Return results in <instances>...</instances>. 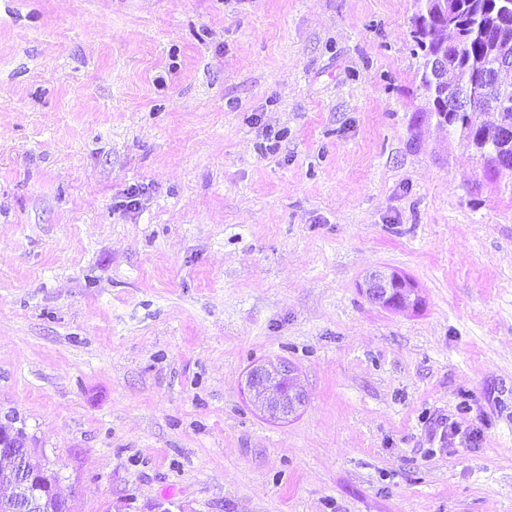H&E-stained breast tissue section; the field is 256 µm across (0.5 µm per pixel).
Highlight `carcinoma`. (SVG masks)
<instances>
[{
	"label": "carcinoma",
	"instance_id": "cac0c4a2",
	"mask_svg": "<svg viewBox=\"0 0 512 512\" xmlns=\"http://www.w3.org/2000/svg\"><path fill=\"white\" fill-rule=\"evenodd\" d=\"M464 26L451 30L452 41L464 46L462 53L448 46V109L434 116L439 125H448L478 152L486 154L499 144V131L512 128V107L500 109L496 89L486 75L495 70L496 62L512 56V36L498 34L494 22L504 16L512 18V0H448ZM493 112L497 123L490 129H474L473 115Z\"/></svg>",
	"mask_w": 512,
	"mask_h": 512
}]
</instances>
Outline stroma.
I'll return each mask as SVG.
<instances>
[{"mask_svg": "<svg viewBox=\"0 0 512 512\" xmlns=\"http://www.w3.org/2000/svg\"><path fill=\"white\" fill-rule=\"evenodd\" d=\"M416 10L0 0V420L70 512H512V173ZM366 296L374 303L392 309L406 308L415 302V290L403 277L382 270L370 272L364 281ZM278 380H287L288 389L284 394L278 393L273 387ZM248 386L254 397L261 394L259 401L266 395L265 393H271V397L267 399L274 403L276 414L288 412L289 415L304 403L305 394L290 366H283V368L254 367L249 373Z\"/></svg>", "mask_w": 512, "mask_h": 512, "instance_id": "stroma-1", "label": "stroma"}]
</instances>
